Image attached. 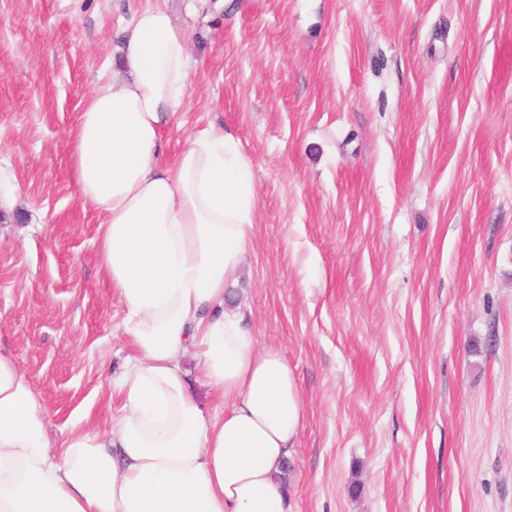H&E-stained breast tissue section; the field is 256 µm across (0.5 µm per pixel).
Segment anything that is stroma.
<instances>
[{"instance_id": "obj_1", "label": "stroma", "mask_w": 512, "mask_h": 512, "mask_svg": "<svg viewBox=\"0 0 512 512\" xmlns=\"http://www.w3.org/2000/svg\"><path fill=\"white\" fill-rule=\"evenodd\" d=\"M147 0H0V343L50 434L106 427L129 353L68 132ZM189 35L175 158L255 167L229 288L295 367L292 512H512V0H159Z\"/></svg>"}]
</instances>
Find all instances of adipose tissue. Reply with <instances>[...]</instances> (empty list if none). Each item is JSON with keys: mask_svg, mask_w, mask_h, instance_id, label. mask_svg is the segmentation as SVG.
I'll list each match as a JSON object with an SVG mask.
<instances>
[{"mask_svg": "<svg viewBox=\"0 0 512 512\" xmlns=\"http://www.w3.org/2000/svg\"><path fill=\"white\" fill-rule=\"evenodd\" d=\"M123 34V81L97 87L70 132L77 196L104 217L97 262L133 348L107 382L119 414L102 430L50 435L30 377L0 344V512H291L281 474L300 388L279 350H256L226 293L254 239L253 162L213 129L165 163L188 40L152 5ZM188 351L212 408L188 381Z\"/></svg>", "mask_w": 512, "mask_h": 512, "instance_id": "ef3b65f1", "label": "adipose tissue"}]
</instances>
